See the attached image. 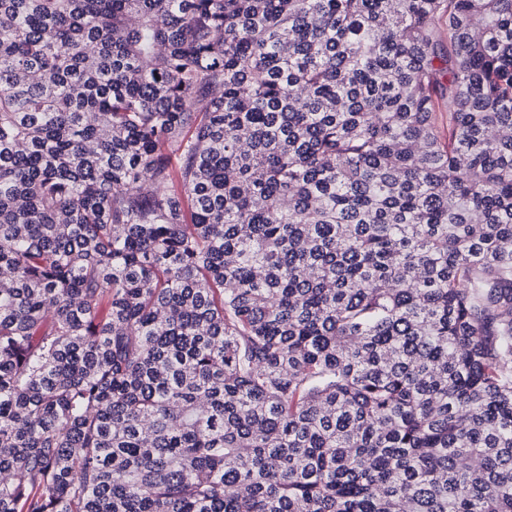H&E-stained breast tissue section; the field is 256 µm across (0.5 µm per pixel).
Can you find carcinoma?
<instances>
[{"mask_svg": "<svg viewBox=\"0 0 512 512\" xmlns=\"http://www.w3.org/2000/svg\"><path fill=\"white\" fill-rule=\"evenodd\" d=\"M0 512H512V0H0Z\"/></svg>", "mask_w": 512, "mask_h": 512, "instance_id": "obj_1", "label": "carcinoma"}]
</instances>
